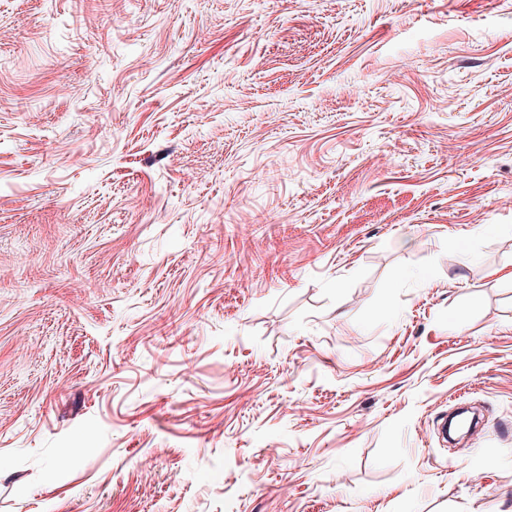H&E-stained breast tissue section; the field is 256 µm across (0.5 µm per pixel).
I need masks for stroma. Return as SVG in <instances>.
I'll use <instances>...</instances> for the list:
<instances>
[{
    "instance_id": "stroma-1",
    "label": "stroma",
    "mask_w": 512,
    "mask_h": 512,
    "mask_svg": "<svg viewBox=\"0 0 512 512\" xmlns=\"http://www.w3.org/2000/svg\"><path fill=\"white\" fill-rule=\"evenodd\" d=\"M0 512H512V0H0Z\"/></svg>"
}]
</instances>
